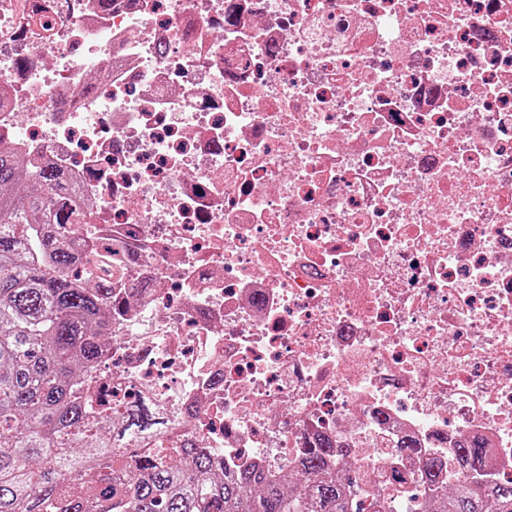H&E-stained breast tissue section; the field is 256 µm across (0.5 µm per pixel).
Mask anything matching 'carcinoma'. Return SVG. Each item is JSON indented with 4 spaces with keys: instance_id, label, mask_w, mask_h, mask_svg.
Masks as SVG:
<instances>
[{
    "instance_id": "carcinoma-1",
    "label": "carcinoma",
    "mask_w": 512,
    "mask_h": 512,
    "mask_svg": "<svg viewBox=\"0 0 512 512\" xmlns=\"http://www.w3.org/2000/svg\"><path fill=\"white\" fill-rule=\"evenodd\" d=\"M70 177L0 148V512H395L362 510L352 476L329 465L335 443L299 460L310 480L287 490L263 470H221L198 437L150 402L112 406L89 392L112 321V284L79 275L83 220ZM463 476L440 491L441 460L423 465L428 512H512V480L486 472L478 444L456 448Z\"/></svg>"
}]
</instances>
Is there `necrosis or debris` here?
<instances>
[{
  "label": "necrosis or debris",
  "mask_w": 512,
  "mask_h": 512,
  "mask_svg": "<svg viewBox=\"0 0 512 512\" xmlns=\"http://www.w3.org/2000/svg\"><path fill=\"white\" fill-rule=\"evenodd\" d=\"M0 146L93 207L96 393L400 512L463 440L512 477V0H0Z\"/></svg>",
  "instance_id": "necrosis-or-debris-1"
}]
</instances>
